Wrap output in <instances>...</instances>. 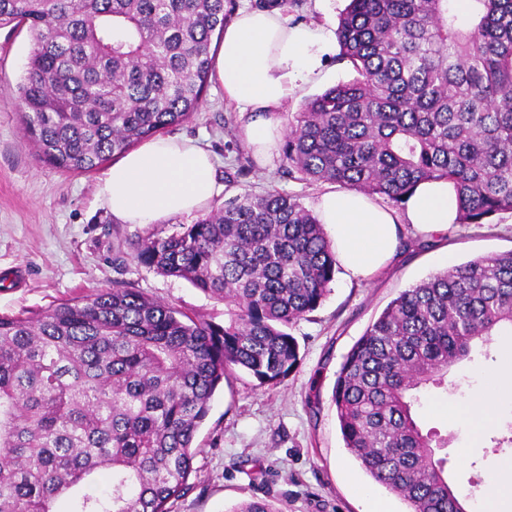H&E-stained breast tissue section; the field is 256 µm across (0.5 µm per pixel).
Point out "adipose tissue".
I'll return each instance as SVG.
<instances>
[{
  "instance_id": "1",
  "label": "adipose tissue",
  "mask_w": 512,
  "mask_h": 512,
  "mask_svg": "<svg viewBox=\"0 0 512 512\" xmlns=\"http://www.w3.org/2000/svg\"><path fill=\"white\" fill-rule=\"evenodd\" d=\"M332 48L323 28L289 24L277 9L240 11L225 28L216 75L226 98L255 112L244 134L258 154L271 156L281 136L269 113L320 69ZM219 190L209 152L190 139L155 138L112 164L99 198L120 223L153 224L203 209ZM316 211L339 265L353 279L369 278L392 259L404 226L434 238L456 218L444 181L419 184L400 214L354 190L324 193Z\"/></svg>"
}]
</instances>
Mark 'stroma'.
Masks as SVG:
<instances>
[{
    "label": "stroma",
    "mask_w": 512,
    "mask_h": 512,
    "mask_svg": "<svg viewBox=\"0 0 512 512\" xmlns=\"http://www.w3.org/2000/svg\"><path fill=\"white\" fill-rule=\"evenodd\" d=\"M345 5L346 0H296L283 15L289 24L313 23L332 32ZM28 52L27 32L0 27V80L18 83ZM353 76L337 53L325 55L321 71L295 89L273 112V120L287 125L290 113L307 99ZM251 118L225 100L213 79L199 111L167 134L196 139L212 152L223 184L213 206L275 187L313 208L323 193L332 191V183L280 178L282 151L261 159L244 138L242 127ZM105 173L101 167L88 174H65L37 162L12 98L0 93V276L8 275L12 282L0 292V314L35 316L123 281L189 315L223 324V301L188 281L133 266L116 269L117 245L147 235L153 227L112 218L97 197ZM511 249L512 212H503L488 224L450 225L429 247L397 252L370 279L337 272L323 304L291 329L302 355L296 372L278 387L257 389L240 371L216 390L195 439L200 448L196 472L172 512H230L252 498L268 501L280 512H367L358 487L370 478L345 448L331 401L344 355L406 288L449 264ZM496 347L494 358L476 354L450 368L449 390L421 389L415 406L422 427L448 434V480L476 507L498 487L512 484V449L490 451L491 437L512 423V387H501L493 421L482 429L437 414L435 406L452 408L470 401L484 389L487 375L512 371V336L499 337ZM477 472L483 477L478 486L472 483Z\"/></svg>",
    "instance_id": "obj_1"
}]
</instances>
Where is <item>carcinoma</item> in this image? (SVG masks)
Masks as SVG:
<instances>
[{"label": "carcinoma", "mask_w": 512, "mask_h": 512, "mask_svg": "<svg viewBox=\"0 0 512 512\" xmlns=\"http://www.w3.org/2000/svg\"><path fill=\"white\" fill-rule=\"evenodd\" d=\"M226 0H0L27 29L16 87L39 160L91 172L188 121L213 74ZM340 59L356 76L288 119L283 174L405 204L451 185L458 224L512 211V0H349ZM120 263L224 301V325L115 284L35 317L0 314V512H171L195 472L193 441L236 371L274 388L301 361L287 332L339 269L292 194L245 193L190 224L126 241ZM512 334V250L402 291L344 355L332 400L345 448L409 512H465L448 437L413 415L426 386ZM110 472L103 496L76 488ZM231 512H281L263 500Z\"/></svg>", "instance_id": "1"}]
</instances>
